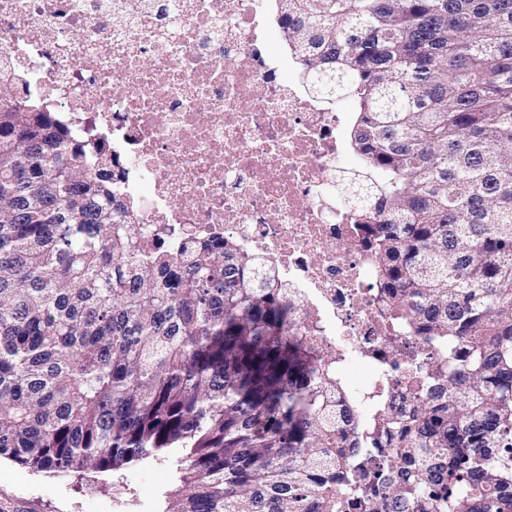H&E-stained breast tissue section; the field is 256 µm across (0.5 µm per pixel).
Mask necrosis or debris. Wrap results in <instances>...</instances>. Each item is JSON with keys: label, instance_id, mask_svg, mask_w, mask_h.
Segmentation results:
<instances>
[{"label": "necrosis or debris", "instance_id": "obj_1", "mask_svg": "<svg viewBox=\"0 0 512 512\" xmlns=\"http://www.w3.org/2000/svg\"><path fill=\"white\" fill-rule=\"evenodd\" d=\"M263 0H0V59L85 113L139 196L140 226L235 240L287 284L301 333L336 371L362 364L359 420L397 400L399 343L361 217L335 199L346 116L284 80Z\"/></svg>", "mask_w": 512, "mask_h": 512}]
</instances>
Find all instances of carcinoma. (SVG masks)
Segmentation results:
<instances>
[{
  "mask_svg": "<svg viewBox=\"0 0 512 512\" xmlns=\"http://www.w3.org/2000/svg\"><path fill=\"white\" fill-rule=\"evenodd\" d=\"M315 94L358 103L391 318L442 350L365 425L265 260L147 237L101 142L0 112V457L107 472L190 447L168 512H512V0H276ZM15 69L0 61V98Z\"/></svg>",
  "mask_w": 512,
  "mask_h": 512,
  "instance_id": "obj_1",
  "label": "carcinoma"
}]
</instances>
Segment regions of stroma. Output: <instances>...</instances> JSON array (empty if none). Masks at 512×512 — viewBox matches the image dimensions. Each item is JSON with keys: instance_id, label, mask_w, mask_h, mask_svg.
Masks as SVG:
<instances>
[{"instance_id": "35a3bbf8", "label": "stroma", "mask_w": 512, "mask_h": 512, "mask_svg": "<svg viewBox=\"0 0 512 512\" xmlns=\"http://www.w3.org/2000/svg\"><path fill=\"white\" fill-rule=\"evenodd\" d=\"M182 450L83 475L36 472L0 458V512H167Z\"/></svg>"}]
</instances>
